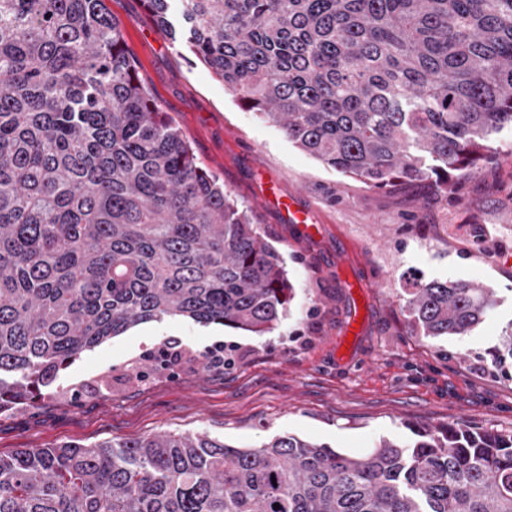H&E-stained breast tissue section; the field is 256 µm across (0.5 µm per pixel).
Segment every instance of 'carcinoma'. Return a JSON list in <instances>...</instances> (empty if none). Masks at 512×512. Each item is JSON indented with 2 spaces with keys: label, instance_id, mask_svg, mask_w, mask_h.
Returning a JSON list of instances; mask_svg holds the SVG:
<instances>
[{
  "label": "carcinoma",
  "instance_id": "cac0c4a2",
  "mask_svg": "<svg viewBox=\"0 0 512 512\" xmlns=\"http://www.w3.org/2000/svg\"><path fill=\"white\" fill-rule=\"evenodd\" d=\"M173 1L242 105L375 187L473 168L512 127V0H143L166 35ZM292 290L139 81L105 0H0V412L139 322L267 333ZM405 292L426 338L465 336L496 304L468 281ZM491 366H512V324ZM0 512H512V431L363 456L294 435L20 448L0 456Z\"/></svg>",
  "mask_w": 512,
  "mask_h": 512
}]
</instances>
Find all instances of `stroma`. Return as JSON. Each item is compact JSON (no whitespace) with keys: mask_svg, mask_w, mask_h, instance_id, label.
Wrapping results in <instances>:
<instances>
[{"mask_svg":"<svg viewBox=\"0 0 512 512\" xmlns=\"http://www.w3.org/2000/svg\"><path fill=\"white\" fill-rule=\"evenodd\" d=\"M106 5L143 85L283 257L294 297L262 336L167 317L82 352L49 395L0 413V455L163 433L248 448L289 433L364 455L380 439L411 443L460 422L512 430V376L493 373L488 355L512 324V129L495 136L491 160L452 172L447 186L372 187L243 108L185 43L153 26L141 0ZM274 193L310 213L313 236L288 223ZM350 278L368 284L366 295L346 288ZM413 278L474 281L497 305L468 335L424 338L408 320ZM356 316L358 335L346 338ZM168 341L187 356L162 368L154 356ZM216 344L234 347L232 366L205 367Z\"/></svg>","mask_w":512,"mask_h":512,"instance_id":"1","label":"stroma"}]
</instances>
